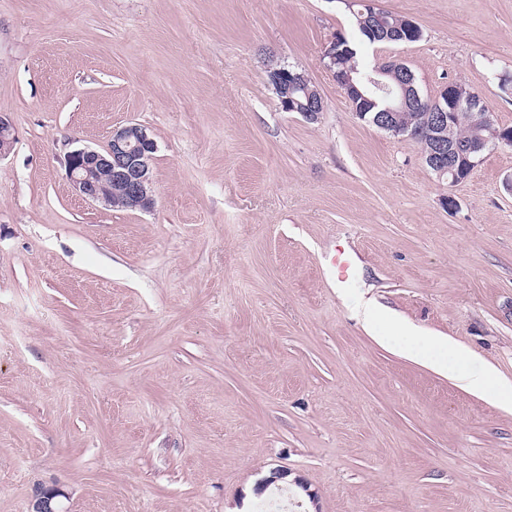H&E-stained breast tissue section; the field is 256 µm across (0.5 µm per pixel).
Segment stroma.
<instances>
[{
    "label": "stroma",
    "instance_id": "stroma-1",
    "mask_svg": "<svg viewBox=\"0 0 512 512\" xmlns=\"http://www.w3.org/2000/svg\"><path fill=\"white\" fill-rule=\"evenodd\" d=\"M378 3L422 37L360 66L402 60L426 96L462 84L512 127V0ZM354 11L0 0V512L55 486L61 512H512V411L379 344L347 301L368 285L512 378V147L452 187L360 120L325 57ZM279 65L319 90L317 120L282 110ZM130 123L157 145L148 212L66 176Z\"/></svg>",
    "mask_w": 512,
    "mask_h": 512
}]
</instances>
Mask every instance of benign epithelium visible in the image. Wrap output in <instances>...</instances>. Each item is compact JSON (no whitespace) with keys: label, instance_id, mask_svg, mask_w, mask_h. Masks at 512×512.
I'll use <instances>...</instances> for the list:
<instances>
[{"label":"benign epithelium","instance_id":"1","mask_svg":"<svg viewBox=\"0 0 512 512\" xmlns=\"http://www.w3.org/2000/svg\"><path fill=\"white\" fill-rule=\"evenodd\" d=\"M400 29L387 28L382 37L400 40L416 35L418 25L404 19ZM339 41L332 39L325 51L328 67L334 80L344 91L349 103L357 100L375 103L372 91L381 92L384 102L382 111L376 113L373 124L392 132L399 128V113L411 107L425 113L423 125L410 131L409 136H423L431 141V149L424 156L425 163L440 177H448V187L458 184L460 167L455 158L466 161L475 169L482 155L500 145L512 146V129L496 125L489 117V108L477 93L458 83L446 85L438 96L423 95L414 80L410 79L404 66L392 62L378 68L372 75L359 80L336 70ZM390 77V81L382 77ZM281 89L280 106L285 112H299L313 120L324 109V100L318 89L298 72L288 73V81L277 83ZM452 112H471L486 134L462 145L448 142V118ZM14 127L10 118L0 114V157L6 155L14 141ZM156 151V143L147 130L136 123L116 129L107 146L99 151L89 147L77 148L65 158V167L70 184L77 195L85 200L110 204L108 190L118 184L124 188L126 203L132 209L148 210L153 205V181L150 161ZM62 496L58 489L39 492L33 512H61L55 499Z\"/></svg>","mask_w":512,"mask_h":512}]
</instances>
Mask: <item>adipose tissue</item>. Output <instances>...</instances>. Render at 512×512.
<instances>
[{
  "mask_svg": "<svg viewBox=\"0 0 512 512\" xmlns=\"http://www.w3.org/2000/svg\"><path fill=\"white\" fill-rule=\"evenodd\" d=\"M350 306L353 317L370 335L387 344L397 343L404 356L448 376L463 390L512 410V380L502 378L492 368L474 365L467 349L448 338L425 335L364 294L353 295Z\"/></svg>",
  "mask_w": 512,
  "mask_h": 512,
  "instance_id": "obj_1",
  "label": "adipose tissue"
}]
</instances>
